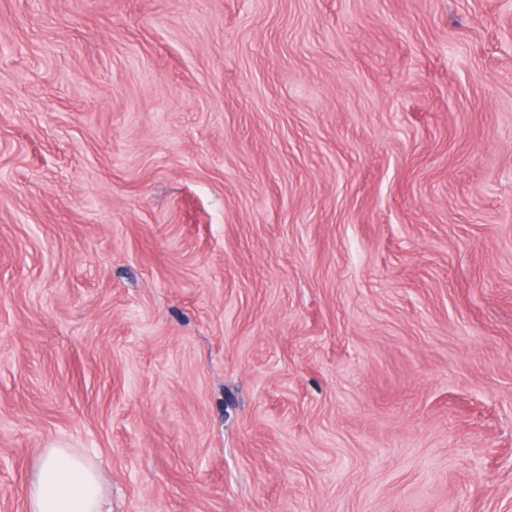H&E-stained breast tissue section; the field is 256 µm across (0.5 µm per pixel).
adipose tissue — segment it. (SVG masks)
<instances>
[{"label":"adipose tissue","instance_id":"obj_1","mask_svg":"<svg viewBox=\"0 0 512 512\" xmlns=\"http://www.w3.org/2000/svg\"><path fill=\"white\" fill-rule=\"evenodd\" d=\"M96 466L70 448L44 452L27 486L28 512H104Z\"/></svg>","mask_w":512,"mask_h":512}]
</instances>
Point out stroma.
<instances>
[{"label": "stroma", "instance_id": "1", "mask_svg": "<svg viewBox=\"0 0 512 512\" xmlns=\"http://www.w3.org/2000/svg\"><path fill=\"white\" fill-rule=\"evenodd\" d=\"M512 512V7L0 0V512ZM96 466L71 448H48L27 486L28 512H104Z\"/></svg>", "mask_w": 512, "mask_h": 512}]
</instances>
